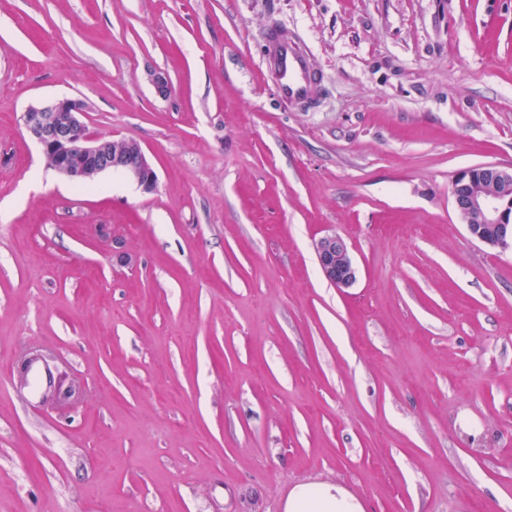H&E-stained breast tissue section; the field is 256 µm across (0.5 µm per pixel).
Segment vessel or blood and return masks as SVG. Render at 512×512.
I'll return each instance as SVG.
<instances>
[{"mask_svg": "<svg viewBox=\"0 0 512 512\" xmlns=\"http://www.w3.org/2000/svg\"><path fill=\"white\" fill-rule=\"evenodd\" d=\"M265 69L272 75L279 100L283 103L312 102L318 84L313 57L280 24H269L262 44Z\"/></svg>", "mask_w": 512, "mask_h": 512, "instance_id": "b4317fda", "label": "vessel or blood"}]
</instances>
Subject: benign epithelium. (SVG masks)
Returning a JSON list of instances; mask_svg holds the SVG:
<instances>
[{
    "label": "benign epithelium",
    "instance_id": "7a95c632",
    "mask_svg": "<svg viewBox=\"0 0 512 512\" xmlns=\"http://www.w3.org/2000/svg\"><path fill=\"white\" fill-rule=\"evenodd\" d=\"M156 93L171 92L167 73L150 74ZM84 101L60 98L29 106L24 128L37 142L49 168L73 182L91 183L107 171H119L146 192L156 188L157 175L136 140L91 131L83 121ZM453 203L476 240L506 248L512 244V168L486 164L464 169L452 182ZM318 265L337 288L351 287L357 269L345 239L325 234L315 242Z\"/></svg>",
    "mask_w": 512,
    "mask_h": 512
}]
</instances>
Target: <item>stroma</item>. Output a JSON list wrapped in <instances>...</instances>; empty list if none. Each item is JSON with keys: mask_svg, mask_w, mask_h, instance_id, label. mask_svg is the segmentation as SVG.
Wrapping results in <instances>:
<instances>
[{"mask_svg": "<svg viewBox=\"0 0 512 512\" xmlns=\"http://www.w3.org/2000/svg\"><path fill=\"white\" fill-rule=\"evenodd\" d=\"M273 18L313 107L275 97ZM65 96L155 191L47 167L20 115ZM479 164L512 167V0H0V512H285L313 483L512 512V247L451 197ZM265 69L272 75L279 100L285 104L311 103L318 76L313 57L275 22L268 25L262 44ZM315 253L322 274L336 288H349L355 283L357 269L343 237L335 233L319 237Z\"/></svg>", "mask_w": 512, "mask_h": 512, "instance_id": "obj_1", "label": "stroma"}]
</instances>
